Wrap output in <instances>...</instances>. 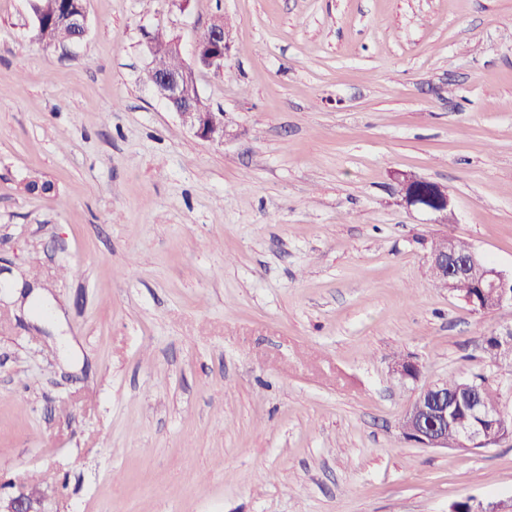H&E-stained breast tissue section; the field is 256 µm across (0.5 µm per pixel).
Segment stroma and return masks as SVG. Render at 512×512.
I'll return each mask as SVG.
<instances>
[{"label":"stroma","instance_id":"1","mask_svg":"<svg viewBox=\"0 0 512 512\" xmlns=\"http://www.w3.org/2000/svg\"><path fill=\"white\" fill-rule=\"evenodd\" d=\"M81 41L0 0V496L43 512H448L512 497V436L407 442L421 386L479 372L512 415V325L437 287L448 232L512 272V0H86ZM198 72L202 140L140 78ZM446 185L454 221L395 175ZM34 177L52 193L28 194ZM417 362L403 380L396 357ZM173 38L162 32L147 35L146 44H155L154 48H156L152 55V67L146 72L147 83H153L161 73L175 71L182 67L179 51L172 43ZM225 53L224 26L218 21H213L196 47L194 64L187 63L181 70L165 73L154 82L159 97L172 107L183 124L196 136L207 141H223L229 135V131L225 124L224 130H220L210 114L198 112L196 109L194 105L195 93L198 92L196 68L223 71ZM494 336L501 346H510L507 349H499V345H492L491 351H484L487 359L496 364H505L508 368H512V326L504 328L499 332H494ZM40 492L31 488L26 483H20L16 491L4 502L0 496L1 512H43Z\"/></svg>","mask_w":512,"mask_h":512}]
</instances>
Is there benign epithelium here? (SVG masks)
I'll return each instance as SVG.
<instances>
[{
    "mask_svg": "<svg viewBox=\"0 0 512 512\" xmlns=\"http://www.w3.org/2000/svg\"><path fill=\"white\" fill-rule=\"evenodd\" d=\"M61 20L73 30H85V6L81 5L66 12ZM225 53L224 26L215 21L196 47L194 64H187L176 72L165 73L154 82L159 97L172 107L183 124L196 136L207 141H222L229 135V131L219 129L211 115L196 109V68L224 70ZM398 186L399 194L406 206L432 215L436 224L448 223L451 201L447 186L409 177L398 181ZM428 264L432 278L448 282L450 291L455 288V279L463 277L471 282L472 287L493 294L494 300L489 305L477 304L468 296L462 298V301L477 313H488L505 303L512 304V273L507 274L496 269L475 251L466 256L457 255L451 237L448 238V251L429 254ZM446 394L448 384L443 381L421 388L400 422V431L405 440L423 448L448 447V428L456 425V422L450 419L452 409L448 407ZM472 410L477 412L478 421L473 425L461 427L455 444V449L462 452L488 447L487 434L499 425V418L483 414L475 406ZM471 503L470 512H512V498L487 503L473 499ZM40 504V492L21 483L7 500H0V512H42Z\"/></svg>",
    "mask_w": 512,
    "mask_h": 512,
    "instance_id": "7a95c632",
    "label": "benign epithelium"
}]
</instances>
